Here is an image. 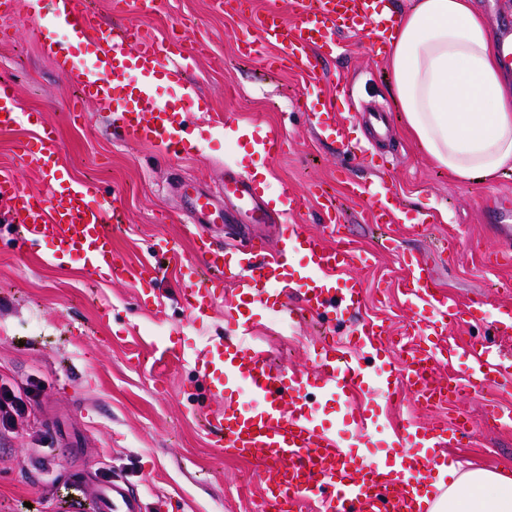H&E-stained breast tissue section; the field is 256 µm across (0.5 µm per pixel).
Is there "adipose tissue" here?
I'll return each instance as SVG.
<instances>
[{"label": "adipose tissue", "instance_id": "obj_1", "mask_svg": "<svg viewBox=\"0 0 512 512\" xmlns=\"http://www.w3.org/2000/svg\"><path fill=\"white\" fill-rule=\"evenodd\" d=\"M385 61L408 132L459 181L512 171V84L472 0H412L398 13ZM429 512H512V470H437Z\"/></svg>", "mask_w": 512, "mask_h": 512}]
</instances>
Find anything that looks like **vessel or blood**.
<instances>
[{"label": "vessel or blood", "mask_w": 512, "mask_h": 512, "mask_svg": "<svg viewBox=\"0 0 512 512\" xmlns=\"http://www.w3.org/2000/svg\"><path fill=\"white\" fill-rule=\"evenodd\" d=\"M390 0H289L287 10L270 6L253 15L251 25L257 40L277 46L276 59L305 74L311 85L324 78L320 66L323 48L339 31L364 33L371 42L384 40L393 21L386 13ZM32 14L47 18L50 25L67 30L68 39L44 36L40 48L57 70L74 81L88 100L103 104L109 112V127L121 141L158 145L171 157L184 155L195 140L198 127L194 97L188 89L186 60L195 59L197 48L181 39L162 45L135 25L114 31L80 0H28ZM167 81L175 90L171 103L160 102L154 87ZM298 104L307 113L316 133L334 136L344 153H354L357 144L337 116L330 97L323 93L302 94ZM25 119L16 109L14 85L0 81V131H10ZM22 158L44 182L48 193L29 192L12 176H0V210L17 224L18 248L29 253L42 244L55 247L54 258L73 255L83 259L87 269L101 276L117 274L112 252V235L107 226L116 207L115 197L100 187L76 181L58 159L54 140L25 146ZM179 190L194 214H208L210 225L238 223L249 216L251 223L269 224L277 213L294 212L299 200L281 194L269 201L254 180L225 170L220 196L189 183ZM349 191L369 210L373 223L410 222L412 228L433 223L430 214L411 213L393 201L392 188L382 181L351 179ZM197 245L193 258L183 260L180 279L187 285L179 291L180 303L193 321H206L224 299V286L233 287L237 299L273 302L285 307L292 284L289 253L306 260V289L298 308L324 320L357 313L365 305L360 277L347 276V269L366 264L350 241L337 237L329 246L319 235L291 224L281 238L269 242L259 236L248 239L236 258L208 232L193 225ZM403 295L427 310L425 335L440 336L448 319L460 314L456 300L438 290L424 259L412 264L399 285ZM232 334L208 337L190 360L197 371L211 380L224 402L208 413L206 422L214 435V447L240 457L258 456L266 477L261 497L266 512H300L303 503L314 502L316 512H424L421 498L426 482L438 466L447 464L445 452L451 434L466 436V422L454 430H419L406 421L399 425L394 441L398 466H386L364 453L340 447L336 439L317 430L313 419L310 389L319 385L330 397L344 401L350 424L367 432V423L355 417L347 392L375 384L381 396L391 398L402 392L416 400L442 406L512 376V358L499 341L512 336V306L498 308L490 336L471 341L472 364L466 377L440 381L436 362L447 361L452 348L438 350L410 343L403 368H393L391 332L384 321L364 318L352 331L353 342L363 355L351 361L341 353L334 337H325L315 349L312 362L317 380L285 374L276 368L265 351L248 343L246 320L238 307L224 311ZM98 512H141L140 500L124 483L112 481L96 495Z\"/></svg>", "instance_id": "1"}]
</instances>
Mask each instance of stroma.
Returning a JSON list of instances; mask_svg holds the SVG:
<instances>
[{
    "instance_id": "35a3bbf8",
    "label": "stroma",
    "mask_w": 512,
    "mask_h": 512,
    "mask_svg": "<svg viewBox=\"0 0 512 512\" xmlns=\"http://www.w3.org/2000/svg\"><path fill=\"white\" fill-rule=\"evenodd\" d=\"M82 2L112 26L136 24L161 41L175 29L205 43L189 74L202 110L199 136L179 161L154 144L114 141L104 108L81 99L42 55L39 20L23 8L6 20L10 37L0 40V79L13 82L17 105L32 120L0 131V174L41 190L19 146L53 130L59 159L73 177L116 196L123 213L112 231L117 261L134 264L148 257L160 235L173 242L178 257L161 260L153 283L92 277L76 258L52 262L49 245L20 256L16 226L0 216V377L31 392L25 412L9 427L0 426V512H68L73 489L89 493L116 477L138 494L142 512H252L263 475L254 463L212 448L205 415L222 400L187 359L207 336L228 328L223 306L199 325L180 305L177 261L193 257L194 242L186 230L185 202L171 191V182L186 178L212 189L225 166L247 176L266 170L268 196L285 191L302 204L285 223L317 234L323 231L324 205L334 202L353 245L373 256L361 272L369 296L364 314L385 319L396 332L417 318L396 293L403 258L422 254L441 288L468 310L467 324L448 327L447 341L457 352L437 367L445 378L468 373L471 358L462 342L488 330L499 303H512V218H494L508 205L512 175L464 182L431 164L405 134L392 75L364 34L337 36L336 56L321 85L345 126L368 148L357 161L317 139L298 112L296 102L308 85L304 75L287 65L271 73L263 69L261 59L274 54L272 45H264L256 59L239 55L247 16L220 11L216 0ZM225 114L234 130L224 127ZM269 132L285 140L279 157L266 156L253 142ZM350 176L388 181L397 204L436 213L438 223L417 234L399 229L392 247L384 248L383 231L348 195ZM450 234L455 244H447ZM244 315L253 342L276 367L288 374L312 372L320 318L290 316L259 302L245 305ZM349 398L361 415L380 423L373 447L378 461L392 462V429L402 420L427 427L463 416L471 435L450 448L451 459L512 466V428H493L484 420L489 403L512 411L506 389L488 388L442 410L422 408L409 394L391 401L355 390Z\"/></svg>"
}]
</instances>
